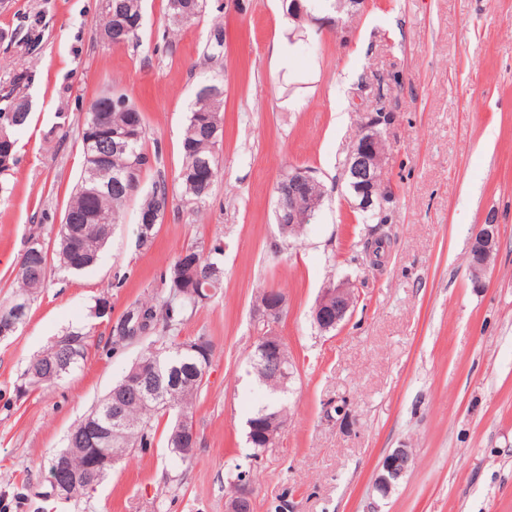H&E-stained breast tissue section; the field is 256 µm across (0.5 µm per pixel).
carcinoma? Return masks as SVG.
Wrapping results in <instances>:
<instances>
[{
    "label": "carcinoma",
    "instance_id": "carcinoma-1",
    "mask_svg": "<svg viewBox=\"0 0 512 512\" xmlns=\"http://www.w3.org/2000/svg\"><path fill=\"white\" fill-rule=\"evenodd\" d=\"M308 11L344 13L343 0H302ZM207 0H166L167 21L170 27L180 30L195 24L205 11ZM181 19H175L176 15ZM143 17L142 0H106L105 14L99 28L100 38L112 45H136L140 41ZM224 28L216 26L204 47V55L213 60L224 53ZM122 106L104 113L105 121L96 125L100 109L99 99H94L82 124L79 150L82 169L78 182L71 192L66 212L78 216L75 224H62L53 243L52 260L42 256L30 257L24 250L20 260L18 285L10 300L0 304V319L13 309L19 298L34 301L47 287L52 269L77 273L92 267L98 261L111 231V224L121 221L127 202L140 197L138 213H151L167 207L169 190L165 180L153 183L147 191L141 188V177L147 169L150 156L144 149L147 135L143 112L121 94ZM223 100L205 101L195 97L190 110L182 141L183 164L177 176L180 200L199 208L206 202L219 173L217 152L222 139ZM29 121V104L22 97H14L10 109L0 111V145L11 147L9 164H0V173L7 172L17 163L16 134ZM118 130L130 134L123 145L110 150L112 174L129 176L134 191L126 185L91 181L89 170L92 157L97 152V137L101 132ZM223 246L214 244L206 253L197 249L181 251L173 263L162 273L166 285L162 295L134 302L126 311L122 323H133L138 318L148 321L149 337H155L151 346L131 368L143 367L155 379L157 394L150 398L129 399L125 402L124 427L118 438L119 446L127 449L126 456L153 445L155 420L158 416L174 414L166 433V448L183 461L190 459L197 442L182 438L181 424H192V412L204 382V369L210 366L212 345L204 336L180 341L167 336V331H178L181 325L196 313L203 299L195 296L197 286L210 284L216 289L223 287L224 268L221 256ZM89 332L85 328H72L58 337L29 365L17 393L25 395L35 389H46L62 382L80 365L87 353ZM255 380L264 390L266 402L255 409L250 419L264 417L278 427L288 421L289 407L285 399V386L281 378L268 373H255ZM103 404H97L91 412L78 421L68 437L84 435L88 423L104 422ZM70 471L83 477L88 472L92 451L89 445L66 444Z\"/></svg>",
    "mask_w": 512,
    "mask_h": 512
}]
</instances>
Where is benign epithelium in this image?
I'll use <instances>...</instances> for the list:
<instances>
[{"mask_svg": "<svg viewBox=\"0 0 512 512\" xmlns=\"http://www.w3.org/2000/svg\"><path fill=\"white\" fill-rule=\"evenodd\" d=\"M288 19L295 23L294 32L304 31V24L323 26L321 19L306 12L300 0H292ZM392 78L378 76L375 93L367 101L357 95L352 98L354 111L362 113V132L352 144L341 170V179L349 189L346 200L356 210L369 211L374 202L382 204L392 199L391 188L385 183L382 173L384 128L390 124L393 106L384 85ZM288 180V228L307 224L320 208L325 197L322 183L305 169H298L287 176ZM499 225L488 223L478 226L472 240L470 273L475 285L482 284L483 275L491 264L497 250ZM354 285L348 281L331 283L322 289L313 311V318L319 328L326 332L337 328L354 308ZM283 293L270 288L261 293L255 304L256 316L265 323L261 335L266 340L258 346L252 364L259 370L268 368L286 378L291 377L290 360L283 352L276 326L282 317ZM155 382L141 377L134 382L126 381L112 391V432L118 433L122 424L123 400L131 390L141 397L152 394ZM412 453L408 448H396L382 462L374 488L381 498L390 496L394 488L407 474L412 465ZM255 494L252 483L243 482L234 497L224 502L225 512H254Z\"/></svg>", "mask_w": 512, "mask_h": 512, "instance_id": "benign-epithelium-1", "label": "benign epithelium"}]
</instances>
